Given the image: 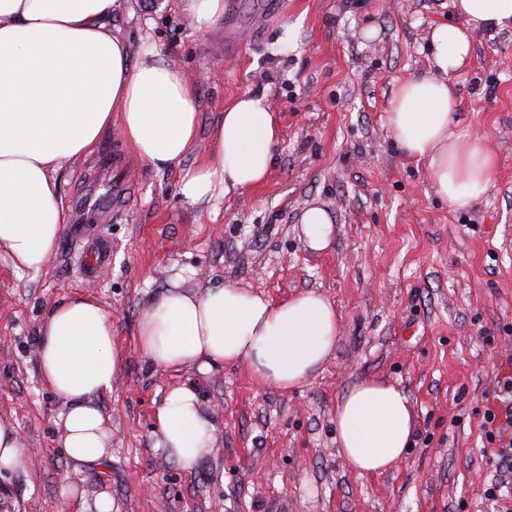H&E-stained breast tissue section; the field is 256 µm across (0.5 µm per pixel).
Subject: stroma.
Segmentation results:
<instances>
[{
  "mask_svg": "<svg viewBox=\"0 0 512 512\" xmlns=\"http://www.w3.org/2000/svg\"><path fill=\"white\" fill-rule=\"evenodd\" d=\"M456 20L452 0H224L223 20L201 34L178 0H120L110 26L133 61L159 52L194 85L198 148L159 171L106 133L56 175L68 220L50 262L19 273L0 251V424L20 430L31 459L0 475V512H95L105 494L112 512H498L483 493L494 471L484 426L495 414L512 437L500 391L512 378V28L476 32L454 78L456 131L481 135L497 158L483 199L435 195L387 122L399 83L437 73L430 29ZM248 93L266 95L281 127L268 180L186 205L185 172L212 159L225 108ZM89 196L111 199V216L78 209ZM311 205L333 217L324 252L299 235ZM95 239L110 257L89 274L79 245ZM176 265L200 287L323 293L340 314L334 351L288 393L239 367L154 368L134 344L136 319ZM73 295L104 305L124 353L100 400L112 429L103 467L68 460L63 403L38 370L42 323ZM369 377L404 389L417 427L395 471L361 476L338 452L334 410ZM176 385L196 387L216 420L214 451L191 474L156 448L155 410ZM70 482L78 497L65 496Z\"/></svg>",
  "mask_w": 512,
  "mask_h": 512,
  "instance_id": "35a3bbf8",
  "label": "stroma"
}]
</instances>
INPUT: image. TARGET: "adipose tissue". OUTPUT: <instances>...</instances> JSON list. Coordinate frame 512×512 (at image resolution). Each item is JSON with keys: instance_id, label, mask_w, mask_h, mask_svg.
<instances>
[{"instance_id": "1", "label": "adipose tissue", "mask_w": 512, "mask_h": 512, "mask_svg": "<svg viewBox=\"0 0 512 512\" xmlns=\"http://www.w3.org/2000/svg\"><path fill=\"white\" fill-rule=\"evenodd\" d=\"M117 0H0V249L16 270H40L66 222L55 178L62 164L92 155L118 130L136 156L162 170L198 145L195 88L162 59L133 62L124 38L107 26ZM458 23L429 33L437 76L396 89L388 125L409 158L424 163L434 192L452 205L483 198L496 158L478 135L451 125L458 107L453 75L472 52L480 29L512 27V0H453ZM280 126L266 96L246 94L224 110L213 135L218 164L186 172L187 205L216 188L242 193L264 184L273 168ZM300 232L314 251L332 244L333 219L313 205ZM191 268L174 269L164 291L139 311L134 342L154 367L193 365L203 374L243 368L259 387L289 392L316 376L340 331L335 304L309 290L275 300L230 283L187 289ZM123 365L112 316L95 299L55 305L39 331L38 368L64 404L60 444L77 464L111 459L112 432L99 403ZM336 443L360 475L396 468L405 458L416 410L405 391L368 378L336 403ZM215 421L195 388L176 386L156 410L157 450L193 473L210 454Z\"/></svg>"}]
</instances>
